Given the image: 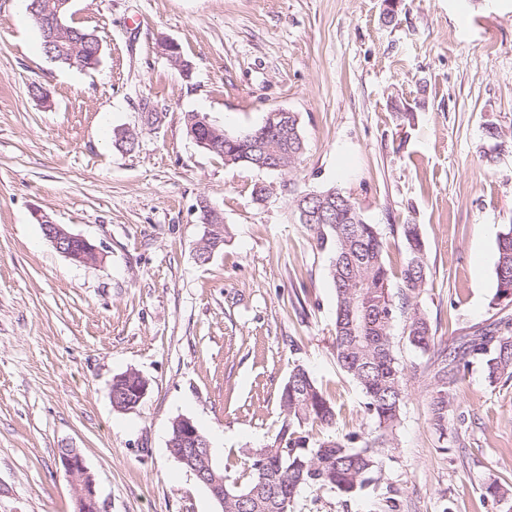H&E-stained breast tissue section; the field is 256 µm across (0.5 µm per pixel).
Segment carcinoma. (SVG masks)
Masks as SVG:
<instances>
[{"mask_svg": "<svg viewBox=\"0 0 512 512\" xmlns=\"http://www.w3.org/2000/svg\"><path fill=\"white\" fill-rule=\"evenodd\" d=\"M305 143L292 142L283 148L284 168L294 167ZM214 154L228 166L258 167L261 154L243 134L224 135ZM341 220L308 224L317 246L331 252L329 274L336 293L334 336L331 346L339 368L361 389L363 412L374 429L336 432L313 437L302 426L329 429L336 425V405L315 378L303 367H294L280 395L284 421L276 438L278 445L263 458L252 457L247 465L249 479L239 488L229 475L224 478V512H277V503L288 499L293 509L301 490H330L343 498L366 493L378 486L383 463L394 430L400 424L407 394L404 367L395 355L392 324L396 313L406 318L404 333L422 353L434 351V395L431 419L441 430L449 424L454 403L453 389L473 364L486 372L490 384L512 379V318L505 315L493 328H481L463 337L448 351L436 347L430 323L415 299L427 286V254L424 239L415 224H403L400 237L406 260L399 270L387 261L386 243L377 225L368 223L345 194ZM495 304H501L504 284L512 285V225L498 237L495 267ZM398 280L399 302L389 288ZM512 495V481L495 479L483 487V498L500 502Z\"/></svg>", "mask_w": 512, "mask_h": 512, "instance_id": "obj_1", "label": "carcinoma"}]
</instances>
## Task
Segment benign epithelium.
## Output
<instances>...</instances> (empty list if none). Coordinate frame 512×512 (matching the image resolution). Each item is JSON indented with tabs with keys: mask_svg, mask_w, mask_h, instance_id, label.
Listing matches in <instances>:
<instances>
[{
	"mask_svg": "<svg viewBox=\"0 0 512 512\" xmlns=\"http://www.w3.org/2000/svg\"><path fill=\"white\" fill-rule=\"evenodd\" d=\"M72 0H34L30 11L34 13L41 26L45 53L51 59L65 64L75 63L77 53L84 49L90 37H81V32L66 24V16ZM294 116L284 109L269 112L265 119L263 131L274 132L280 144L293 141L297 135ZM191 136L202 147L215 149L214 140L219 131L208 117L199 113L193 114L188 121ZM329 200L319 192L305 193L297 200V209L302 214V221L312 224L325 219ZM202 221L205 224L224 223V214L212 206L207 200L200 201ZM34 218L43 226L45 238L55 250L76 263H88L96 259L97 250L87 239L74 235L65 227L53 221L51 216L42 210L33 211ZM129 384L124 385L121 378H116L111 393L114 406L119 410L129 411L137 407L148 389V382L139 373L129 371L125 374ZM172 455L179 462L190 466L193 474L204 482L219 503H224V481L213 471L211 446L208 439L196 428L190 418H179L175 421L174 439L169 442ZM58 458L64 475L74 487V512H104L96 490L94 477L86 465L82 453L76 448L58 450Z\"/></svg>",
	"mask_w": 512,
	"mask_h": 512,
	"instance_id": "benign-epithelium-1",
	"label": "benign epithelium"
}]
</instances>
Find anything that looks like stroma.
Here are the masks:
<instances>
[{
	"instance_id": "35a3bbf8",
	"label": "stroma",
	"mask_w": 512,
	"mask_h": 512,
	"mask_svg": "<svg viewBox=\"0 0 512 512\" xmlns=\"http://www.w3.org/2000/svg\"><path fill=\"white\" fill-rule=\"evenodd\" d=\"M27 5L0 0V512H74L61 448L84 454L107 512H223L171 455L172 422L191 418L241 478L281 428L297 365L335 401L337 431L372 429L332 354L331 254L300 223L301 194H351L396 269L392 227L419 226L436 342L512 315L493 304L512 224V0H74L70 23L101 42L92 69L49 58ZM274 109L306 144L289 171L226 166L186 128L201 113L237 134ZM124 129L133 149L115 144ZM203 199L226 226L204 264ZM36 209L99 261L57 252ZM404 324L407 401L377 490L306 489L294 512H384L389 497L398 512H512L482 493L512 478V381L472 365L454 401L466 420L441 434ZM131 370L148 389L120 411L112 381ZM496 293L495 305H501L503 286L505 283L512 285V225L504 229L498 237L497 262L495 267Z\"/></svg>"
}]
</instances>
